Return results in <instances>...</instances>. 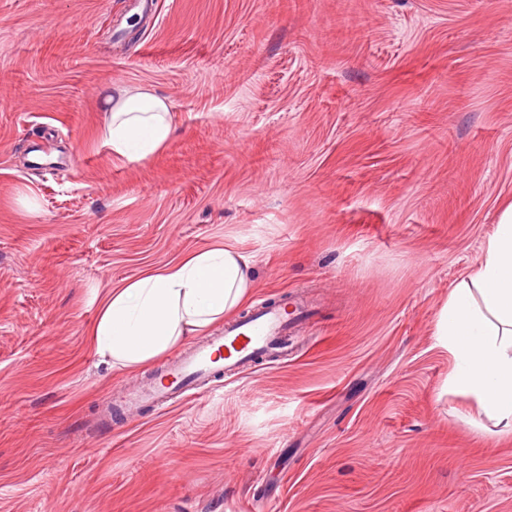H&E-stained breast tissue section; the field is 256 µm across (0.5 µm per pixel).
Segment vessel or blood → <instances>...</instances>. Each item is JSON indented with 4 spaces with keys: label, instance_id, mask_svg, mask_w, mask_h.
<instances>
[{
    "label": "vessel or blood",
    "instance_id": "b4317fda",
    "mask_svg": "<svg viewBox=\"0 0 512 512\" xmlns=\"http://www.w3.org/2000/svg\"><path fill=\"white\" fill-rule=\"evenodd\" d=\"M289 322L283 299L264 300L248 314L229 321L223 333L209 334L170 363L165 381L150 382L127 393L128 407L157 402L179 404L228 373L260 358L287 354Z\"/></svg>",
    "mask_w": 512,
    "mask_h": 512
}]
</instances>
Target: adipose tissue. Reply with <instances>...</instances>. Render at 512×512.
Masks as SVG:
<instances>
[{"label": "adipose tissue", "instance_id": "1", "mask_svg": "<svg viewBox=\"0 0 512 512\" xmlns=\"http://www.w3.org/2000/svg\"><path fill=\"white\" fill-rule=\"evenodd\" d=\"M105 140L114 156L142 161L175 127L168 98L114 91ZM254 260L216 243L114 285L91 330L96 353L136 368L223 323L250 297ZM441 345L453 359L450 389L468 394L496 425L512 430V205L485 240L477 265L445 302Z\"/></svg>", "mask_w": 512, "mask_h": 512}]
</instances>
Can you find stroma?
<instances>
[{
    "label": "stroma",
    "mask_w": 512,
    "mask_h": 512,
    "mask_svg": "<svg viewBox=\"0 0 512 512\" xmlns=\"http://www.w3.org/2000/svg\"><path fill=\"white\" fill-rule=\"evenodd\" d=\"M510 203L512 0H0V512H512L437 336ZM226 239L306 304L287 359L113 414L168 360L100 361L105 292ZM105 140L115 157L142 161L164 148L175 127L168 98L150 91L115 90Z\"/></svg>",
    "instance_id": "stroma-1"
}]
</instances>
